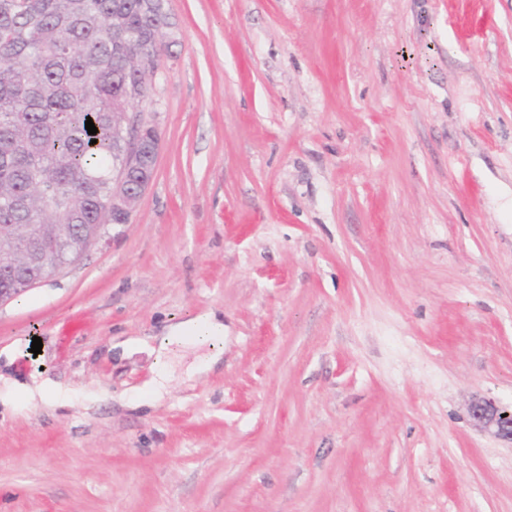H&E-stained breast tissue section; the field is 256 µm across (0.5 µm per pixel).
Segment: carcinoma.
Listing matches in <instances>:
<instances>
[{
  "mask_svg": "<svg viewBox=\"0 0 512 512\" xmlns=\"http://www.w3.org/2000/svg\"><path fill=\"white\" fill-rule=\"evenodd\" d=\"M167 0H0V224H56L67 243L104 215L113 173L131 166L112 113L149 98L147 54L170 52ZM98 130L88 134L85 121ZM0 288L17 295L37 277L20 255Z\"/></svg>",
  "mask_w": 512,
  "mask_h": 512,
  "instance_id": "carcinoma-1",
  "label": "carcinoma"
}]
</instances>
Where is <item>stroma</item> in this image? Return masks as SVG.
<instances>
[{
  "label": "stroma",
  "instance_id": "35a3bbf8",
  "mask_svg": "<svg viewBox=\"0 0 512 512\" xmlns=\"http://www.w3.org/2000/svg\"><path fill=\"white\" fill-rule=\"evenodd\" d=\"M168 7L129 223L0 304V512H512V0ZM195 333L198 336H223L224 318L215 312L199 314L193 319L182 323L171 324L166 327L165 344L197 345L198 340L193 342L185 341V336ZM7 395L11 399L21 400L28 404H41L46 407L63 405H84L94 400L97 392L89 387L80 390L63 389L48 379H32V383L14 382ZM470 413L480 427L512 441V409L500 408L490 401H477L471 404ZM502 414H506V417H502Z\"/></svg>",
  "mask_w": 512,
  "mask_h": 512
}]
</instances>
